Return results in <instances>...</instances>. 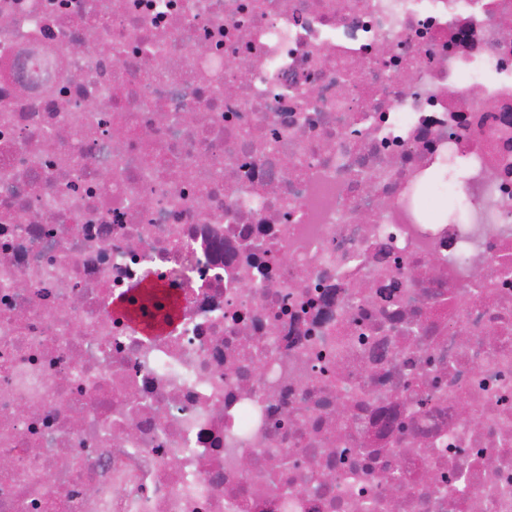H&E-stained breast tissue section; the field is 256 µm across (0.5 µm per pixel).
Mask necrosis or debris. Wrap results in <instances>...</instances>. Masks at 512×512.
Wrapping results in <instances>:
<instances>
[{"mask_svg":"<svg viewBox=\"0 0 512 512\" xmlns=\"http://www.w3.org/2000/svg\"><path fill=\"white\" fill-rule=\"evenodd\" d=\"M0 454V512H512V0H0Z\"/></svg>","mask_w":512,"mask_h":512,"instance_id":"obj_1","label":"necrosis or debris"}]
</instances>
